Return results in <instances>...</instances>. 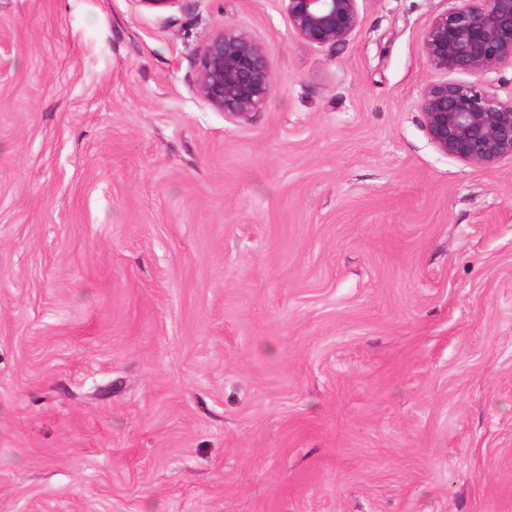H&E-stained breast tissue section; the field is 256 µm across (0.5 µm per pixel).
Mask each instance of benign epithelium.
I'll return each instance as SVG.
<instances>
[{"label": "benign epithelium", "mask_w": 512, "mask_h": 512, "mask_svg": "<svg viewBox=\"0 0 512 512\" xmlns=\"http://www.w3.org/2000/svg\"><path fill=\"white\" fill-rule=\"evenodd\" d=\"M293 32L313 45L346 41L360 20L361 0H282ZM435 14L422 51L439 78L419 92L417 108L435 148L469 165L512 160V96L486 81L512 66V0H453ZM470 76L450 81L448 74ZM275 86L265 45L249 33L223 28L199 58L196 90L215 110L236 117L260 111Z\"/></svg>", "instance_id": "1"}]
</instances>
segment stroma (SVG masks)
Returning a JSON list of instances; mask_svg holds the SVG:
<instances>
[{
	"instance_id": "1",
	"label": "stroma",
	"mask_w": 512,
	"mask_h": 512,
	"mask_svg": "<svg viewBox=\"0 0 512 512\" xmlns=\"http://www.w3.org/2000/svg\"><path fill=\"white\" fill-rule=\"evenodd\" d=\"M450 5L0 0V512H512V161L416 106ZM293 32L313 45L345 42L360 20L362 0H282ZM274 86L263 43L233 28L208 37L199 58L196 90L215 110L246 117L265 106Z\"/></svg>"
}]
</instances>
